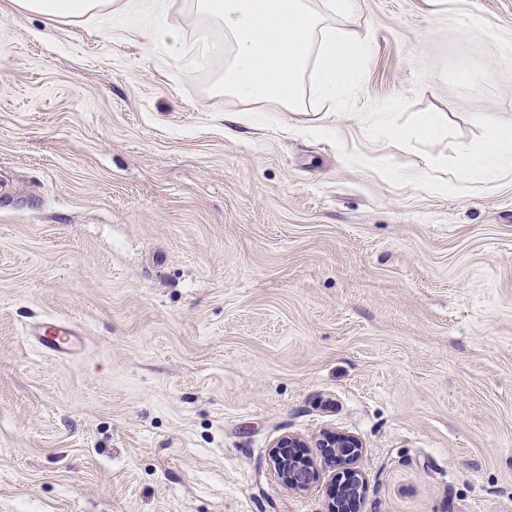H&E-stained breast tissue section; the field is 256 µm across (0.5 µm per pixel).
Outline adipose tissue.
<instances>
[{
    "label": "adipose tissue",
    "instance_id": "obj_1",
    "mask_svg": "<svg viewBox=\"0 0 512 512\" xmlns=\"http://www.w3.org/2000/svg\"><path fill=\"white\" fill-rule=\"evenodd\" d=\"M48 21L112 11L136 17V0H12ZM360 0H195L203 23L221 28L231 45L217 91L241 102L272 101L291 111L305 101L304 77L313 73L324 93L358 71L365 44L333 24L353 14ZM512 160V121H488L481 140L459 157L467 171L493 170Z\"/></svg>",
    "mask_w": 512,
    "mask_h": 512
}]
</instances>
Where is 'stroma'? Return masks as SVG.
<instances>
[{
	"instance_id": "35a3bbf8",
	"label": "stroma",
	"mask_w": 512,
	"mask_h": 512,
	"mask_svg": "<svg viewBox=\"0 0 512 512\" xmlns=\"http://www.w3.org/2000/svg\"><path fill=\"white\" fill-rule=\"evenodd\" d=\"M189 5L0 0V512H329L333 469L296 492L269 455L324 430L361 512H512V165H458L512 121V0H364L360 75L300 112L216 91ZM17 9L44 16L55 22L62 18L96 15L104 10L136 18L138 4L133 0H11ZM39 348L55 357H63L76 349L82 337L76 328L57 319H49L34 330Z\"/></svg>"
}]
</instances>
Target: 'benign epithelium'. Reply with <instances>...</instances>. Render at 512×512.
Listing matches in <instances>:
<instances>
[{
    "label": "benign epithelium",
    "instance_id": "obj_1",
    "mask_svg": "<svg viewBox=\"0 0 512 512\" xmlns=\"http://www.w3.org/2000/svg\"><path fill=\"white\" fill-rule=\"evenodd\" d=\"M362 448L361 440L351 434L323 432L310 443L288 434L272 446L271 461L277 480L297 491H305L319 480V466L340 469L342 493L332 501L329 512H359L365 491L357 466Z\"/></svg>",
    "mask_w": 512,
    "mask_h": 512
}]
</instances>
